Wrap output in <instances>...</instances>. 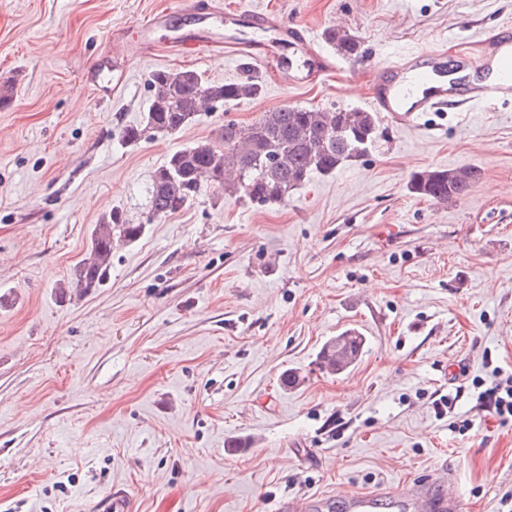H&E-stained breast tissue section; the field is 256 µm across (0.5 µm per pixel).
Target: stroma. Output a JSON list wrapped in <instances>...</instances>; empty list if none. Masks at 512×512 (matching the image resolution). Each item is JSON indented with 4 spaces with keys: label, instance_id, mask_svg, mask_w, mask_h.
I'll list each match as a JSON object with an SVG mask.
<instances>
[{
    "label": "stroma",
    "instance_id": "obj_1",
    "mask_svg": "<svg viewBox=\"0 0 512 512\" xmlns=\"http://www.w3.org/2000/svg\"><path fill=\"white\" fill-rule=\"evenodd\" d=\"M173 0H0V512H278L288 499L409 494L447 467L462 512H506L512 425L475 381L512 374V100L379 124L361 156L260 206L207 188L148 221L167 156L282 106L367 108L368 69L400 48L481 41L512 0H223L320 35L357 36L368 66L317 84L264 85L175 136L125 144L159 69L224 82L245 60L139 49ZM127 74L99 99L81 82L112 50ZM472 168L460 198L414 194L426 169ZM143 223L86 294L61 291L100 214ZM348 330L356 362L330 375ZM297 383H286L287 374ZM456 395L453 410L438 400ZM351 337V348L355 351V356L353 360L349 363L348 366L344 367L343 365H340L339 367H336V360L333 359V355H335L331 350V344H329L332 340L326 342L321 350L320 358H319V365L322 369H324L328 373H336L338 371H343L347 367L350 366V364L353 363L355 359H357L359 352L362 349L363 346V339L360 336H350ZM332 357V358H330Z\"/></svg>",
    "mask_w": 512,
    "mask_h": 512
}]
</instances>
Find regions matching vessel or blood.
<instances>
[{
    "label": "vessel or blood",
    "instance_id": "vessel-or-blood-1",
    "mask_svg": "<svg viewBox=\"0 0 512 512\" xmlns=\"http://www.w3.org/2000/svg\"><path fill=\"white\" fill-rule=\"evenodd\" d=\"M195 22L194 30L171 42L173 51L188 56L242 55L262 62L265 45L248 39L244 29L272 32L276 42L303 57L304 74H288L290 82L325 81L337 68L336 62L316 50L314 34L280 15L264 11H228L222 0H179L170 10L153 14L141 25L143 48H157L154 32L171 27L174 21ZM369 106L386 123L411 126L418 116L463 106H483L512 97V25L490 34L481 50L466 48L447 53L439 48L395 52L373 68ZM85 85L104 97L119 94L125 85L123 74L110 56H97L82 76ZM348 512H380L381 508L404 506L408 512H461L457 483L448 472L430 476L416 485L411 498L400 502L391 491L349 494Z\"/></svg>",
    "mask_w": 512,
    "mask_h": 512
}]
</instances>
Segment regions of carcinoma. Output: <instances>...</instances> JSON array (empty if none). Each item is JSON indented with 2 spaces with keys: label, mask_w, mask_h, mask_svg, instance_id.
I'll return each mask as SVG.
<instances>
[{
  "label": "carcinoma",
  "mask_w": 512,
  "mask_h": 512,
  "mask_svg": "<svg viewBox=\"0 0 512 512\" xmlns=\"http://www.w3.org/2000/svg\"><path fill=\"white\" fill-rule=\"evenodd\" d=\"M327 40L347 57L361 55L360 43L343 29H330ZM151 103L143 124L122 131L125 142L145 135H174L191 124L202 109L258 97L260 81L216 83L193 69L160 70L152 75ZM378 117L359 108L326 110L288 107L261 113L242 127L232 121L218 135L177 149L154 172L149 213L163 217L190 204L208 184L218 185L258 205L283 203L288 192L314 173L328 175L344 161L363 153L373 139ZM475 177L470 168L433 169L415 174L412 192L437 203L463 196ZM143 225L132 223L113 207L93 225L88 251L75 267L67 287L82 294L104 282L112 267L114 240L132 242ZM319 365L328 373L336 366L331 344H324Z\"/></svg>",
  "instance_id": "cac0c4a2"
}]
</instances>
